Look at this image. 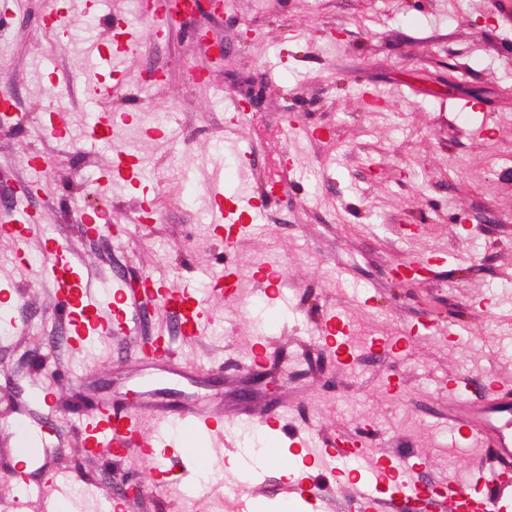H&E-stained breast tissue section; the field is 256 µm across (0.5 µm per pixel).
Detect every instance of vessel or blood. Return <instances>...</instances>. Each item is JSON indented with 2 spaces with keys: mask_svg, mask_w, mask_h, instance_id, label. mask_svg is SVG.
<instances>
[{
  "mask_svg": "<svg viewBox=\"0 0 512 512\" xmlns=\"http://www.w3.org/2000/svg\"><path fill=\"white\" fill-rule=\"evenodd\" d=\"M137 44L132 26L126 24L115 48L105 51L94 47V69L89 82L95 94L106 91L105 75L115 72L117 59L135 53ZM135 167V154L121 150L111 167L99 170V179L107 184L117 174L129 181ZM34 230V224L26 216L18 223L0 226V234L9 236L17 245L26 243ZM45 248L52 265L39 267L38 273L49 278L55 288L60 321L72 351L86 350L90 334L111 335L114 322L141 294L157 299L174 318L182 335L198 336L204 332L206 302L190 288H172L165 280L148 274L143 276L144 288L137 294L128 288L124 277L116 274L110 281L112 294L105 299L91 280L75 274L76 263L66 243L50 238ZM136 367L157 368L189 382L197 381L202 375L200 368L185 364L163 340ZM145 413L152 414L159 426L150 436L141 431L140 418ZM79 415L85 447L114 457L135 454L159 470L173 460L171 453L161 447L164 432L176 429L200 439L218 434L224 426V414L212 400L188 402L174 416L160 399L146 400L133 409L119 411L113 407L111 398L103 395L90 407L80 410ZM457 421L465 432V440L475 443L490 464L489 471L476 474L478 492H471L469 486L459 482L440 486L419 483L414 477L416 467L411 462V453L401 450L373 462V481L354 482L343 487V494L350 498L357 512H402L412 498L431 493L439 499L440 512H512V384L493 381L481 401H462ZM386 484L391 485L392 493L383 501L378 494Z\"/></svg>",
  "mask_w": 512,
  "mask_h": 512,
  "instance_id": "vessel-or-blood-1",
  "label": "vessel or blood"
}]
</instances>
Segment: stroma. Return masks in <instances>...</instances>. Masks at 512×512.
<instances>
[{
  "instance_id": "obj_1",
  "label": "stroma",
  "mask_w": 512,
  "mask_h": 512,
  "mask_svg": "<svg viewBox=\"0 0 512 512\" xmlns=\"http://www.w3.org/2000/svg\"><path fill=\"white\" fill-rule=\"evenodd\" d=\"M85 2L0 0V88L19 118L0 126V171L11 178L0 183V225L20 208L41 221L25 254L0 237V298L23 303L13 329L0 310V476L10 477L0 512H48L29 507L32 483L98 490L80 512H107L108 492L123 512H242L286 497L294 434L317 442L340 434L374 459L407 448L429 482L470 479L480 454L453 434L455 401L441 384L512 378V163L499 159L512 153V0H228L224 14L205 21L224 45V65L200 83L193 70L208 50L189 34L197 18L158 39L145 35L136 0H108L97 16ZM57 12L67 14V31L43 25L42 14ZM126 20L143 31L141 47L119 60L110 95L90 100L79 43L113 44ZM247 30L252 41H241ZM157 71L162 80L151 81ZM241 78L265 89L248 113L232 89ZM50 104L65 109L73 140L44 130ZM129 106L121 138L137 154L140 186L96 185L93 172L113 153L87 144L82 131L90 113ZM283 151L287 190L225 244L212 226V188L245 204L263 194ZM31 153L51 164L46 188L19 197L16 186L31 179L20 160ZM145 197L153 223H130ZM70 198L126 225L125 235L88 242ZM50 237L68 242L97 286L117 271L153 272L178 288L190 266L201 289L229 265L237 296L210 298L213 333L187 339L159 306L137 303L126 328L78 359L56 344L52 286L32 274ZM421 254L436 259L430 278L394 288L392 268ZM272 262L285 276L270 304L257 271ZM329 315L348 326L347 354L320 337ZM457 327L461 341L444 339ZM157 335L175 337L184 360L221 369L225 416L283 415L289 436L268 464L249 466L246 481L227 469L240 454L237 431L213 437L215 478L203 485L189 457L159 475L135 455L84 452L72 412L82 380L123 405L127 390L150 381L132 363ZM404 336L405 349L372 348ZM34 352L52 375L56 412L29 398ZM19 417L48 430L26 472L8 430ZM131 480L142 498L125 496Z\"/></svg>"
}]
</instances>
